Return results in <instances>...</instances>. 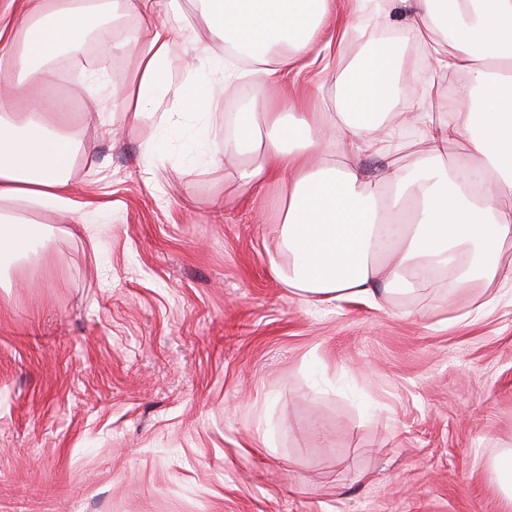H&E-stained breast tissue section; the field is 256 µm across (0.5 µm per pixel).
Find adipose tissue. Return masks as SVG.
Returning <instances> with one entry per match:
<instances>
[{
	"instance_id": "adipose-tissue-1",
	"label": "adipose tissue",
	"mask_w": 512,
	"mask_h": 512,
	"mask_svg": "<svg viewBox=\"0 0 512 512\" xmlns=\"http://www.w3.org/2000/svg\"><path fill=\"white\" fill-rule=\"evenodd\" d=\"M211 41L183 25H155L160 8L178 0H127L144 24L118 41L106 23L112 0H0V272L33 251L40 237L17 215V206L54 212L61 223H89L87 204L72 199L69 174L77 145L71 134L50 129L40 110L44 65L59 54L83 56L88 42L100 54L128 53L137 60L115 108L126 119L166 126L160 96L179 60L176 45L190 46L213 75L229 71L215 55L220 41L248 59L258 86L294 84L314 47L342 45L347 30L328 21L336 0H200ZM408 9L419 51L441 67L461 71L451 100L427 112L400 83V57L391 42L378 43L348 72L335 76L339 108L314 111L295 102L286 112L237 113L234 132L217 143L208 124L193 133L189 162L212 163L219 151L239 158L240 185L280 189L281 245L287 268L276 275L305 301L328 306L355 300L374 307L394 296L410 298L419 284L454 268V287L474 277L512 282V0H399ZM450 56H443L444 47ZM281 56H273V49ZM401 111L421 124L428 146L408 173L389 167L367 179L361 153L383 155L399 132L385 123ZM338 126L343 144L319 138L322 122ZM467 146L476 163L448 167L449 147Z\"/></svg>"
}]
</instances>
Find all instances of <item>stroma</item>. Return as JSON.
<instances>
[{
    "label": "stroma",
    "instance_id": "stroma-1",
    "mask_svg": "<svg viewBox=\"0 0 512 512\" xmlns=\"http://www.w3.org/2000/svg\"><path fill=\"white\" fill-rule=\"evenodd\" d=\"M370 37L324 51L293 96H323L378 43L402 57L414 98L452 95L463 74L424 79L406 9ZM51 64L49 114L65 110L85 150L76 200L109 204L96 240L49 211L41 257L0 283V512H512L491 470L512 445V287H419L377 310L312 306L283 286L277 188L240 186L232 155H183L197 124L182 92L208 85L185 54L161 111L170 125L115 115ZM207 120L232 129L255 88L216 87ZM421 132L361 154L368 179L408 171Z\"/></svg>",
    "mask_w": 512,
    "mask_h": 512
}]
</instances>
